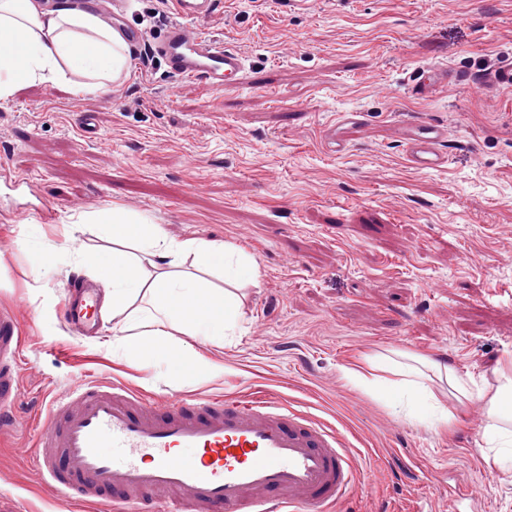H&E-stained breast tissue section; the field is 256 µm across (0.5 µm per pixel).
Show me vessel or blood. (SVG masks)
I'll use <instances>...</instances> for the list:
<instances>
[{
	"instance_id": "obj_1",
	"label": "vessel or blood",
	"mask_w": 512,
	"mask_h": 512,
	"mask_svg": "<svg viewBox=\"0 0 512 512\" xmlns=\"http://www.w3.org/2000/svg\"><path fill=\"white\" fill-rule=\"evenodd\" d=\"M175 20L154 43L168 74L201 87L230 86L247 70L236 48L199 25L222 0H169ZM432 67L410 86L424 98L447 82ZM447 129L410 121L401 135L415 170L448 162ZM76 332L97 321L93 285L75 278L64 300ZM20 326L0 310V433L17 411ZM33 462L60 500L100 503L109 512H327L361 480L357 458L339 432L264 394L151 402L123 384L84 376L53 399L39 428Z\"/></svg>"
}]
</instances>
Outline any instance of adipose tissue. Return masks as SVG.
<instances>
[{
  "mask_svg": "<svg viewBox=\"0 0 512 512\" xmlns=\"http://www.w3.org/2000/svg\"><path fill=\"white\" fill-rule=\"evenodd\" d=\"M130 47L122 34L104 24L93 12L61 0L48 9L42 0H0V98L34 81L67 88L70 92L104 89L128 70ZM82 74L86 83L75 84ZM111 225V250L100 252L97 270L112 299V312L120 320L113 327L114 341L138 337L137 350L153 354L156 344L172 345L168 369L179 376L203 377L218 372L211 360L190 355L174 346L175 337L187 336L218 346L236 321L240 298L230 286L257 279L258 267L239 248L224 242L169 236L147 217L121 206L99 214ZM193 261L195 272L184 269ZM218 267L224 287L206 273ZM370 370L396 377L400 396L429 402L443 410L447 396L470 399L466 381L448 363L428 357L394 353L368 361ZM494 391L481 393L488 421L480 453L505 470L512 468V358L499 363Z\"/></svg>",
  "mask_w": 512,
  "mask_h": 512,
  "instance_id": "1",
  "label": "adipose tissue"
}]
</instances>
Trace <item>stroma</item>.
Listing matches in <instances>:
<instances>
[{
	"mask_svg": "<svg viewBox=\"0 0 512 512\" xmlns=\"http://www.w3.org/2000/svg\"><path fill=\"white\" fill-rule=\"evenodd\" d=\"M122 8L145 43L172 21L165 0ZM200 28L245 54L243 86L200 89L135 43L106 92L36 81L0 100V162L30 180L0 183V309L20 322L26 414L0 434V492L24 512H79L24 451L42 400L91 374L154 399L262 391L335 427L379 478L330 512H447L457 484L477 489L467 512H512V474L483 461L473 402L449 401L448 425L349 375L395 349L448 358L476 392L512 357V88L494 79L512 62V0H223ZM433 65L447 82L411 96ZM79 112L95 113L96 138ZM345 112L363 121L333 155L320 132ZM412 119L447 127L445 168L407 164ZM40 203L46 220L23 215ZM115 203L256 261L223 347L205 351L217 374L180 379L163 354L113 349L111 313L92 336L64 323L68 282L97 278L84 254L112 246L78 218ZM35 244L57 251L49 274L32 272Z\"/></svg>",
	"mask_w": 512,
	"mask_h": 512,
	"instance_id": "1",
	"label": "stroma"
}]
</instances>
